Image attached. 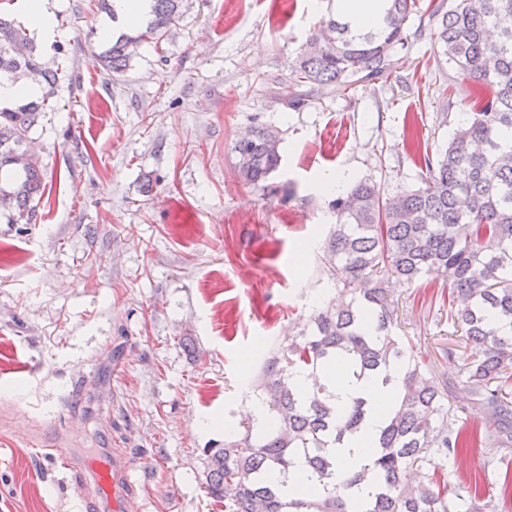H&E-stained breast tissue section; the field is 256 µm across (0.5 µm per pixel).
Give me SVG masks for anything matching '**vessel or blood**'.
Segmentation results:
<instances>
[{
	"label": "vessel or blood",
	"instance_id": "1",
	"mask_svg": "<svg viewBox=\"0 0 512 512\" xmlns=\"http://www.w3.org/2000/svg\"><path fill=\"white\" fill-rule=\"evenodd\" d=\"M55 458L67 466L86 473L83 496L89 504L106 502L111 512H129V503L135 494L129 463L111 450H104L95 457L76 458L65 434H58L53 443Z\"/></svg>",
	"mask_w": 512,
	"mask_h": 512
}]
</instances>
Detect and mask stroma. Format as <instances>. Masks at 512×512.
<instances>
[{
    "instance_id": "stroma-1",
    "label": "stroma",
    "mask_w": 512,
    "mask_h": 512,
    "mask_svg": "<svg viewBox=\"0 0 512 512\" xmlns=\"http://www.w3.org/2000/svg\"><path fill=\"white\" fill-rule=\"evenodd\" d=\"M335 11V0H182L163 39L113 76L93 57L110 43L104 27L126 25L99 0H58L44 52L63 49L69 78L32 134L46 192L36 223L0 217V512H81V485L30 440L62 428L78 448L124 455L133 512H224L204 492L202 452L243 434L258 341L296 335L337 296L318 259L335 221L319 180L418 188L421 156L463 119L454 71L415 15L396 72L283 108L290 61ZM257 124L280 131L282 159L251 186L231 147ZM441 284L431 273L396 289V332L450 377L448 351L465 344ZM503 456L512 447L460 449L445 463L449 492L475 482L512 512Z\"/></svg>"
}]
</instances>
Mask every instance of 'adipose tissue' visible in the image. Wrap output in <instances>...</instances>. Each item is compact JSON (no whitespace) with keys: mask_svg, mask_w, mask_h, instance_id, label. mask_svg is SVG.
Returning a JSON list of instances; mask_svg holds the SVG:
<instances>
[{"mask_svg":"<svg viewBox=\"0 0 512 512\" xmlns=\"http://www.w3.org/2000/svg\"><path fill=\"white\" fill-rule=\"evenodd\" d=\"M53 0H17V18L37 41L48 44L55 36L56 19ZM319 377L334 391L337 405L347 404L351 397H365L371 412L361 430L352 438L344 440L336 448L341 473L360 470L368 462L366 445L377 434L387 414L396 403L398 392L394 386L376 382L356 380L339 365L323 368Z\"/></svg>","mask_w":512,"mask_h":512,"instance_id":"ef3b65f1","label":"adipose tissue"}]
</instances>
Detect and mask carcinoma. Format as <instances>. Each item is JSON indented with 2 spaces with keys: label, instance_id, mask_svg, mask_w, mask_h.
<instances>
[{
  "label": "carcinoma",
  "instance_id": "cac0c4a2",
  "mask_svg": "<svg viewBox=\"0 0 512 512\" xmlns=\"http://www.w3.org/2000/svg\"><path fill=\"white\" fill-rule=\"evenodd\" d=\"M181 0H150V19L137 35L121 34L96 56L121 74L142 43L160 40ZM417 0H383L372 26L355 32L339 16L321 21L292 64L294 93L277 101L290 109L336 83H369L398 69L393 49ZM434 42L456 70L455 83L473 79L487 96L461 99L466 119L445 149L423 156L422 187L384 197L367 180L329 203L319 257L324 273L349 298L314 309L301 331L268 348L256 378L257 406L241 421L245 435L203 449L207 494L224 512H483L481 497L448 495L444 462L465 440L448 421V398L478 406L485 423L476 441L512 447V0H461L444 9L430 3ZM0 75L32 80L45 92L29 102L0 103V213L10 224L37 220L35 198L46 189L39 157L27 151L38 119L55 110L57 86L67 79L58 60L43 59L26 30L0 15ZM281 136L258 125L233 144L242 180L258 185L280 163ZM429 272L444 277L448 318L475 344V356L448 349L454 379L409 353L394 332L393 293L417 288ZM359 378H378L400 392L397 406L369 450L370 464L336 477L333 449L354 435L371 412L352 398L343 409L328 387H297V370L338 361ZM299 470L307 497L291 498L272 479Z\"/></svg>",
  "mask_w": 512,
  "mask_h": 512
}]
</instances>
